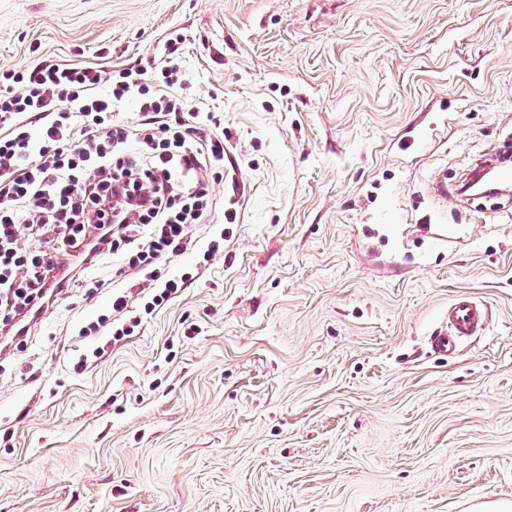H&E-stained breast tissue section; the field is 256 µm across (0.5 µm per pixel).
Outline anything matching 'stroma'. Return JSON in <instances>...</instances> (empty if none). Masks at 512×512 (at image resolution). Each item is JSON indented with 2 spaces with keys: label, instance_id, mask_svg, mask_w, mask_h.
Masks as SVG:
<instances>
[{
  "label": "stroma",
  "instance_id": "35a3bbf8",
  "mask_svg": "<svg viewBox=\"0 0 512 512\" xmlns=\"http://www.w3.org/2000/svg\"><path fill=\"white\" fill-rule=\"evenodd\" d=\"M43 60L176 64L238 181L131 335L79 333L106 263L0 351V512L512 502V197L431 194L512 147V0H0V69ZM461 295L488 325L445 357Z\"/></svg>",
  "mask_w": 512,
  "mask_h": 512
}]
</instances>
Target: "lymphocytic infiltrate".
<instances>
[{
  "mask_svg": "<svg viewBox=\"0 0 512 512\" xmlns=\"http://www.w3.org/2000/svg\"><path fill=\"white\" fill-rule=\"evenodd\" d=\"M176 83L104 63L0 72L1 336L26 335L62 289L100 287L105 259L142 275L147 311L185 288L189 273L160 268L192 247L188 227L207 219V172L225 149L214 116ZM26 232L34 248L19 247Z\"/></svg>",
  "mask_w": 512,
  "mask_h": 512,
  "instance_id": "f902f5d3",
  "label": "lymphocytic infiltrate"
}]
</instances>
